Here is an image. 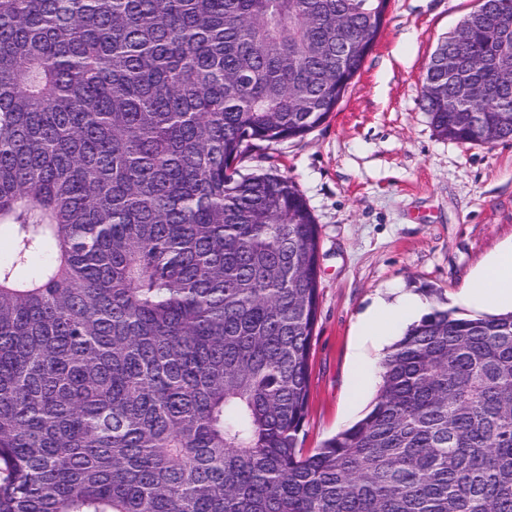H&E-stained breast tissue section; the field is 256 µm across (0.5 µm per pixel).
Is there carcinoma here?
Listing matches in <instances>:
<instances>
[{"label": "carcinoma", "mask_w": 512, "mask_h": 512, "mask_svg": "<svg viewBox=\"0 0 512 512\" xmlns=\"http://www.w3.org/2000/svg\"><path fill=\"white\" fill-rule=\"evenodd\" d=\"M389 5L0 0V512H512V312L433 305L302 448L320 228L239 164L327 121ZM439 47L434 130L512 140V0Z\"/></svg>", "instance_id": "1"}]
</instances>
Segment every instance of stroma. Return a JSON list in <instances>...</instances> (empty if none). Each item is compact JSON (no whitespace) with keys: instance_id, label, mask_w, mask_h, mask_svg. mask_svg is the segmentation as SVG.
Wrapping results in <instances>:
<instances>
[{"instance_id":"35a3bbf8","label":"stroma","mask_w":512,"mask_h":512,"mask_svg":"<svg viewBox=\"0 0 512 512\" xmlns=\"http://www.w3.org/2000/svg\"><path fill=\"white\" fill-rule=\"evenodd\" d=\"M479 0H391L382 33L328 121L258 151L243 172L276 167L320 226V306L304 449L354 423L381 382L383 349L359 324L393 291H465L512 246V141L461 145L421 108L426 65ZM367 373H360L359 363Z\"/></svg>"}]
</instances>
